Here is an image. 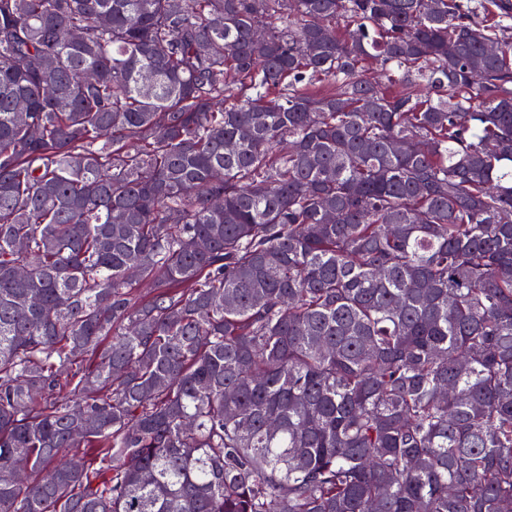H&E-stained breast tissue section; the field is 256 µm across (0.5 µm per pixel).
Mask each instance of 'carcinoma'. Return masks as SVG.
<instances>
[{
  "label": "carcinoma",
  "instance_id": "carcinoma-1",
  "mask_svg": "<svg viewBox=\"0 0 512 512\" xmlns=\"http://www.w3.org/2000/svg\"><path fill=\"white\" fill-rule=\"evenodd\" d=\"M0 512H512V0H0Z\"/></svg>",
  "mask_w": 512,
  "mask_h": 512
}]
</instances>
